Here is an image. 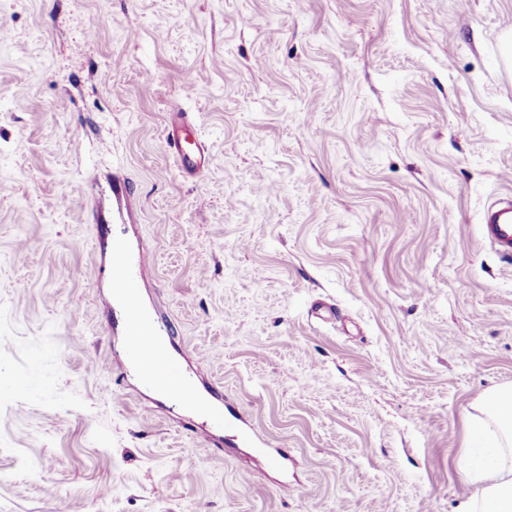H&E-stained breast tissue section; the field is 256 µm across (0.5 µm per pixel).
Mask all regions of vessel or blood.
<instances>
[{
  "mask_svg": "<svg viewBox=\"0 0 512 512\" xmlns=\"http://www.w3.org/2000/svg\"><path fill=\"white\" fill-rule=\"evenodd\" d=\"M170 147L182 169L196 179H203L208 169V160L200 149H186L177 139L171 140ZM481 233L502 258L512 259L511 198L497 200L487 207ZM152 275L150 251L113 250L111 299L123 304L121 334L124 338V351L121 356L114 358L112 370L118 375L131 369L136 370L144 386L151 390L162 384L174 385L182 402L190 405L198 396L197 386L178 362H161L158 326L139 299L141 288ZM202 416L206 425L231 432L238 444L253 449L256 458L262 462L256 473L257 479H264L268 469L281 465L284 458L282 450L270 447L246 420H228L222 411L212 409L204 410Z\"/></svg>",
  "mask_w": 512,
  "mask_h": 512,
  "instance_id": "1",
  "label": "vessel or blood"
}]
</instances>
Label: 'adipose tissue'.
Instances as JSON below:
<instances>
[{
  "label": "adipose tissue",
  "instance_id": "adipose-tissue-1",
  "mask_svg": "<svg viewBox=\"0 0 512 512\" xmlns=\"http://www.w3.org/2000/svg\"><path fill=\"white\" fill-rule=\"evenodd\" d=\"M475 408L465 469L480 486L475 512H512V385L485 390Z\"/></svg>",
  "mask_w": 512,
  "mask_h": 512
}]
</instances>
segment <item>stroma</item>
Instances as JSON below:
<instances>
[{
  "label": "stroma",
  "mask_w": 512,
  "mask_h": 512,
  "mask_svg": "<svg viewBox=\"0 0 512 512\" xmlns=\"http://www.w3.org/2000/svg\"><path fill=\"white\" fill-rule=\"evenodd\" d=\"M509 34L512 0H0V512H466L475 400L512 384L480 236ZM117 239L154 256L172 359L286 467L114 382ZM170 148L179 166L193 175L200 185L208 169V160L204 153L198 147L187 150L183 143L175 137L170 139Z\"/></svg>",
  "instance_id": "stroma-1"
}]
</instances>
